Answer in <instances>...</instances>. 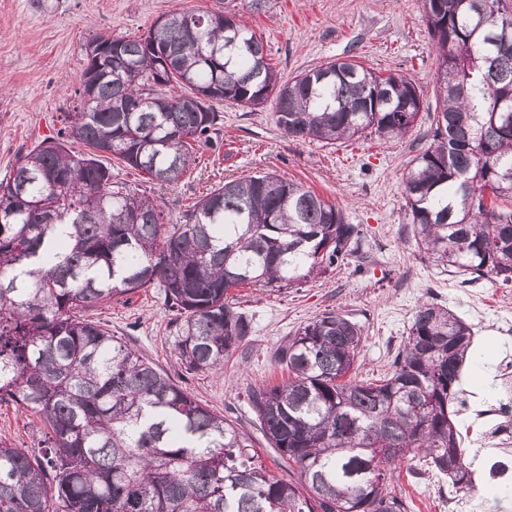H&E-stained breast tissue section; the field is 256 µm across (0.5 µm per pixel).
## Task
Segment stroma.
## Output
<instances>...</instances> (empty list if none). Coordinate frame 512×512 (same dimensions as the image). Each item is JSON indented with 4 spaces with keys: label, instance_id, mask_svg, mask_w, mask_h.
I'll return each instance as SVG.
<instances>
[{
    "label": "stroma",
    "instance_id": "35a3bbf8",
    "mask_svg": "<svg viewBox=\"0 0 512 512\" xmlns=\"http://www.w3.org/2000/svg\"><path fill=\"white\" fill-rule=\"evenodd\" d=\"M224 7V0H0V180L22 154L55 135L73 110L89 41L101 34L141 36L176 9ZM248 20L282 80L350 56L371 70L412 79L422 99L418 123L400 139L370 135L327 145L285 135L274 102L250 109L219 100V135L197 147L178 184L148 191L163 199L167 223L176 224L220 182L273 172L335 203L361 230L358 251L298 288L235 289L237 308L253 317V334L214 372L185 371L177 349L179 318L166 308L159 288L112 299L90 316L202 405L248 432L265 466L288 479L292 473L267 447L247 392L287 381L273 353L300 325L328 309L349 315L363 330L356 374L373 382L390 373L417 306L430 301L447 307L471 325L478 343L495 347L491 360H470L461 385L460 400L478 407L498 400L501 362L512 360V333L501 329L504 319H512V283L494 277L465 282L422 258L410 233L402 174L432 141L437 103L438 60L421 0H272L266 12ZM42 429L38 415L0 402V438L34 448ZM394 487L408 512H448L447 476L418 462L398 465Z\"/></svg>",
    "mask_w": 512,
    "mask_h": 512
}]
</instances>
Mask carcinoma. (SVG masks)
I'll return each instance as SVG.
<instances>
[{
  "instance_id": "obj_1",
  "label": "carcinoma",
  "mask_w": 512,
  "mask_h": 512,
  "mask_svg": "<svg viewBox=\"0 0 512 512\" xmlns=\"http://www.w3.org/2000/svg\"><path fill=\"white\" fill-rule=\"evenodd\" d=\"M438 58L433 143L403 194L419 252L476 281L512 282V11L505 0H422ZM230 11H174L137 38L98 36L80 107L0 181V402L38 414L44 447L0 442V512H407L399 462L472 484L450 418L471 326L424 302L377 384L350 375L362 328L327 310L274 353L288 382L248 391L267 445L297 468L272 475L236 423L189 395L85 315L158 286L182 318L186 371L212 372L253 333L234 288H295L357 249L361 230L301 183L264 172L209 190L163 223L158 199L112 181L117 159L160 186L219 133L213 101H275L287 136L390 140L417 123L401 74L338 59L280 81ZM188 93H168L173 84ZM23 197L27 205L17 202ZM394 454L379 456V447Z\"/></svg>"
}]
</instances>
